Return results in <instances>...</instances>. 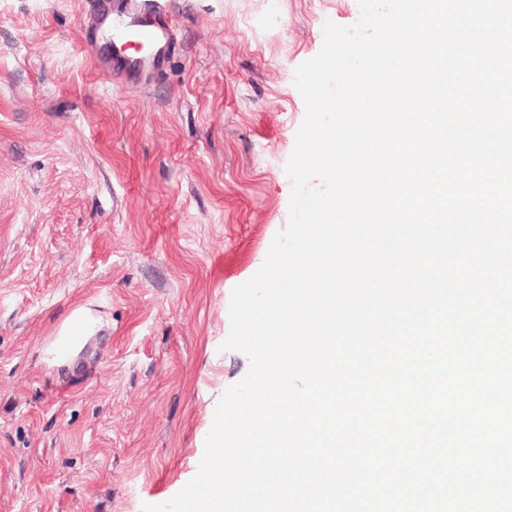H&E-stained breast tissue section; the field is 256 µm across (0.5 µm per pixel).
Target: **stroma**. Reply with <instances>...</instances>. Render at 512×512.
Returning a JSON list of instances; mask_svg holds the SVG:
<instances>
[{"label":"stroma","mask_w":512,"mask_h":512,"mask_svg":"<svg viewBox=\"0 0 512 512\" xmlns=\"http://www.w3.org/2000/svg\"><path fill=\"white\" fill-rule=\"evenodd\" d=\"M109 6L0 0V512H143L195 476L250 364L222 347L232 291L289 222L295 70L360 17L171 0L175 50L128 70Z\"/></svg>","instance_id":"obj_1"}]
</instances>
